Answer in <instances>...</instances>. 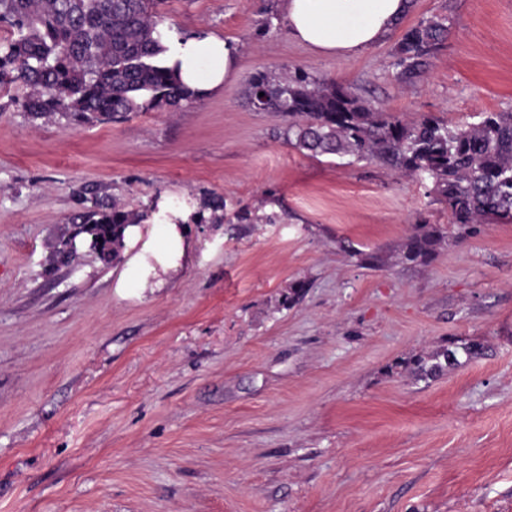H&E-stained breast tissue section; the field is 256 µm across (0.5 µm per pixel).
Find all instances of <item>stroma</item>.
Listing matches in <instances>:
<instances>
[{"label":"stroma","mask_w":512,"mask_h":512,"mask_svg":"<svg viewBox=\"0 0 512 512\" xmlns=\"http://www.w3.org/2000/svg\"><path fill=\"white\" fill-rule=\"evenodd\" d=\"M279 3L167 0L238 48L175 112L36 117L0 89V512H512V222L451 224L429 181L304 154L244 95L298 67L411 117L512 112V0H412L351 59L290 37ZM436 15L446 42L398 83L396 43ZM98 199L144 216L122 261L53 265ZM420 224L447 236L409 262ZM472 340L435 378L401 368Z\"/></svg>","instance_id":"obj_1"}]
</instances>
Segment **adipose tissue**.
Wrapping results in <instances>:
<instances>
[{
    "label": "adipose tissue",
    "mask_w": 512,
    "mask_h": 512,
    "mask_svg": "<svg viewBox=\"0 0 512 512\" xmlns=\"http://www.w3.org/2000/svg\"><path fill=\"white\" fill-rule=\"evenodd\" d=\"M288 33L312 49L339 58L359 55L383 39L410 8V0H281ZM237 49L201 28L173 36L167 63L200 95L220 93L234 72Z\"/></svg>",
    "instance_id": "adipose-tissue-1"
}]
</instances>
